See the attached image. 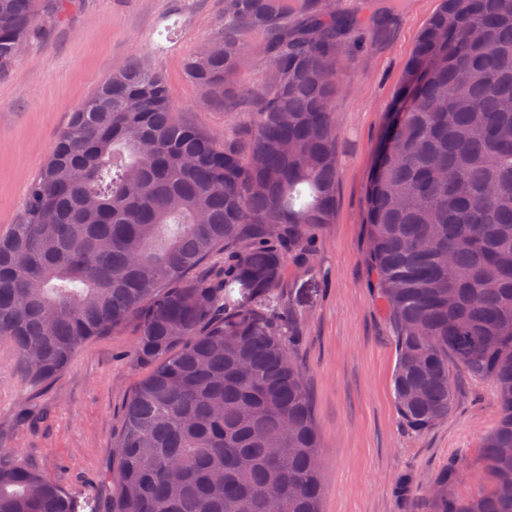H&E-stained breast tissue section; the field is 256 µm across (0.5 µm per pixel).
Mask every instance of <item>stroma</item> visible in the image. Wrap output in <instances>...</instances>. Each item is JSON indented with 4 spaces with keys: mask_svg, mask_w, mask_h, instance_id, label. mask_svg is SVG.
Here are the masks:
<instances>
[{
    "mask_svg": "<svg viewBox=\"0 0 512 512\" xmlns=\"http://www.w3.org/2000/svg\"><path fill=\"white\" fill-rule=\"evenodd\" d=\"M441 0H398L388 30L343 47L338 80L339 181L333 223L315 227L306 262L289 261L277 294L296 329L290 351L304 371L324 468L323 512H404L403 475L426 491L449 456L467 467L458 491L488 486L482 454L499 407L493 384L453 369L458 407L425 433L402 423L391 377L396 327L368 262L367 189L376 150L414 46ZM224 18V0H70L49 12L0 77V236L25 218L28 187L66 127L113 72L140 62L167 80L177 118L197 129L245 132L246 99L202 104L185 63ZM137 320L84 343L53 381L28 372L0 339V450L97 507L112 501V446L125 407L149 369L133 357Z\"/></svg>",
    "mask_w": 512,
    "mask_h": 512,
    "instance_id": "35a3bbf8",
    "label": "stroma"
}]
</instances>
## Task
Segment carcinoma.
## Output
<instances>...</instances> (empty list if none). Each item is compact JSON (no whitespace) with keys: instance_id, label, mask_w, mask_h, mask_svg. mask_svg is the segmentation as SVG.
Returning a JSON list of instances; mask_svg holds the SVG:
<instances>
[{"instance_id":"carcinoma-1","label":"carcinoma","mask_w":512,"mask_h":512,"mask_svg":"<svg viewBox=\"0 0 512 512\" xmlns=\"http://www.w3.org/2000/svg\"><path fill=\"white\" fill-rule=\"evenodd\" d=\"M46 0H0V74ZM393 8L224 0L186 62L202 100L247 95L244 136L179 122L165 77L135 62L76 112L0 237V339L49 381L87 340L135 318L150 366L114 443L116 493L92 511L0 451V512H321L319 434L293 318L275 287L313 226L333 223L340 50ZM261 27V83L240 78ZM399 124L367 191L369 263L397 329L393 394L425 432L457 406L450 366L488 380L489 488L462 498L460 457L429 512H512V0H442L409 59ZM230 250L222 276L193 278Z\"/></svg>"}]
</instances>
